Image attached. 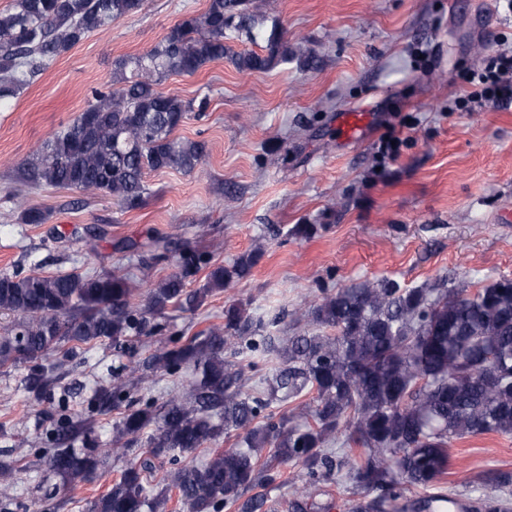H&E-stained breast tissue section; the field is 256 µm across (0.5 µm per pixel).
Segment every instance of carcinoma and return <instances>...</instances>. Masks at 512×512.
Segmentation results:
<instances>
[{"instance_id":"1","label":"carcinoma","mask_w":512,"mask_h":512,"mask_svg":"<svg viewBox=\"0 0 512 512\" xmlns=\"http://www.w3.org/2000/svg\"><path fill=\"white\" fill-rule=\"evenodd\" d=\"M143 0H13L0 12V102L14 97L51 62L89 33L133 15ZM247 0H209L200 16L175 24L150 51L114 63L113 88L95 90L86 108L45 140L18 167L33 188L99 192L125 210L141 207L146 171H191L206 143L180 139L175 130L193 106L163 93L170 73L193 75L227 58L240 70H264L279 52L236 53L224 42L233 27L250 31ZM49 213L29 206L21 224H44ZM142 266L166 258L170 243L152 238ZM259 252L231 267L214 266L204 287L186 291L210 263L208 253L186 243L175 269L149 289L146 305L131 302L130 279L120 270L46 276L0 275V313L19 317L0 338V369L28 364L25 388L49 401L59 359L109 342L128 354L112 369L84 412L62 415L46 431L50 448L40 456L54 483L44 498L104 469L108 458L133 456L118 480L88 512H167L171 492L186 512H269L267 490L283 485V468L297 467L302 484L292 512H308L311 488L349 465L360 490L351 512H405L407 495L436 489L448 475V443L488 433L512 434V279L496 280L469 297L440 284L403 288L387 278L353 283L325 295L299 320L311 318L315 334L281 336L273 347L280 367L257 395L243 391L242 373L227 352L273 343L242 304L224 306V326L179 336L137 357L142 338L162 331L153 318L171 305L191 310L207 295L248 278ZM193 380L158 407L134 397L147 373ZM314 393L310 404L296 403ZM121 411L115 432L121 446L96 444L97 415ZM348 431L347 459L329 448ZM147 436V446L138 447ZM234 440L217 448L220 440ZM207 452L196 464L181 458ZM14 449H0V512H10L18 472ZM486 512H512V499L493 495Z\"/></svg>"}]
</instances>
